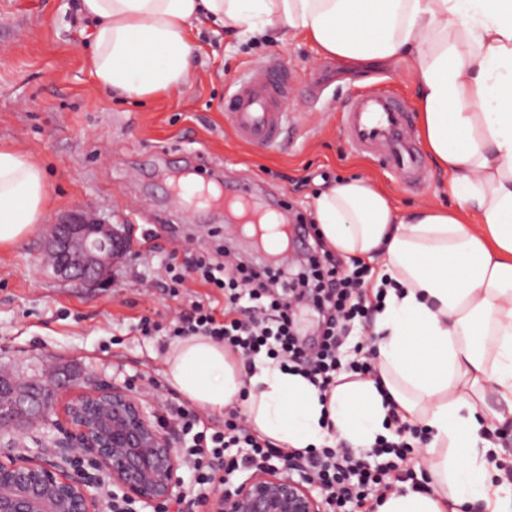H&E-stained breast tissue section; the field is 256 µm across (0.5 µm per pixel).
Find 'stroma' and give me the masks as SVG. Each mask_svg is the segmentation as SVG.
Listing matches in <instances>:
<instances>
[{"instance_id":"obj_1","label":"stroma","mask_w":512,"mask_h":512,"mask_svg":"<svg viewBox=\"0 0 512 512\" xmlns=\"http://www.w3.org/2000/svg\"><path fill=\"white\" fill-rule=\"evenodd\" d=\"M76 4L0 0V142L35 157L49 195L44 224L0 251V373L33 379L64 369L78 389L98 380L138 387L149 377L160 385L152 406L174 397L163 338L140 335L134 325L178 306L153 285L166 252L195 251L209 230L225 227L221 206L188 210L161 177L193 155L224 181L252 185L260 202L304 214L319 192L349 177L373 180L403 211L454 206L449 176L433 159L425 161L424 184L406 183L353 150L340 124L360 87L389 89L417 105L409 61L351 65L323 56L305 36L282 39L275 27L241 39L196 23L191 83L178 93L129 98L92 78V27ZM273 57L292 79L286 106L295 123L279 146L262 148L235 136L224 96ZM79 207L124 225L131 240L111 284L90 291L58 279L43 262L51 224Z\"/></svg>"}]
</instances>
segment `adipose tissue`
Segmentation results:
<instances>
[{"instance_id":"ef3b65f1","label":"adipose tissue","mask_w":512,"mask_h":512,"mask_svg":"<svg viewBox=\"0 0 512 512\" xmlns=\"http://www.w3.org/2000/svg\"><path fill=\"white\" fill-rule=\"evenodd\" d=\"M92 24L91 74L145 99L189 84L191 23L239 36L268 26L307 36L347 61L410 58L425 143L449 173L452 210L404 215L370 181L352 178L312 203L327 246L378 265L394 281L376 316L378 379L340 374L329 391L223 344L188 336L169 347L167 383L201 410L237 404L252 430L281 448L352 449L388 436L391 411L421 426L430 492L389 494L377 512H512L498 482L491 422L512 419V0H79ZM43 167L0 144V248L43 223ZM478 211L481 224L468 215ZM496 404H489V395Z\"/></svg>"}]
</instances>
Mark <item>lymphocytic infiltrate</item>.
<instances>
[{
	"label": "lymphocytic infiltrate",
	"instance_id": "f902f5d3",
	"mask_svg": "<svg viewBox=\"0 0 512 512\" xmlns=\"http://www.w3.org/2000/svg\"><path fill=\"white\" fill-rule=\"evenodd\" d=\"M312 240L306 269L282 261L253 266L226 264L223 245L199 251L188 260L171 250L158 269L156 283L174 298L187 300L169 324L142 316L136 329L144 336L165 333L178 338L208 336L238 354L246 368L266 355L281 368L307 376L320 390H328L337 375L352 372L376 375L372 357L343 362L342 347L356 327H369L380 311L385 288H374L373 266L359 258L343 259L328 249L317 224L300 223ZM198 279L204 293L188 290L189 279ZM309 304L324 320L322 341L306 352L294 334V310ZM162 421H174L192 444L183 463L201 493L215 482L230 483L238 471L259 468L288 456L301 464L318 483L329 512H375L378 502L397 488V474L406 466L413 448L403 440L406 429L398 415L390 421L399 440H380L369 454H358L337 443L321 448L283 449L260 439L246 426L240 410L226 409L223 428L198 430L199 415L183 405L165 401Z\"/></svg>",
	"mask_w": 512,
	"mask_h": 512
}]
</instances>
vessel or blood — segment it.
<instances>
[{
    "mask_svg": "<svg viewBox=\"0 0 512 512\" xmlns=\"http://www.w3.org/2000/svg\"><path fill=\"white\" fill-rule=\"evenodd\" d=\"M291 92L286 71L270 63L236 82L224 99L225 115L244 140L271 148L280 142L288 116L283 102ZM345 127L355 151L371 154L410 183L424 178V158L411 133V110L404 99L379 93L355 95L345 107Z\"/></svg>",
    "mask_w": 512,
    "mask_h": 512,
    "instance_id": "obj_1",
    "label": "vessel or blood"
}]
</instances>
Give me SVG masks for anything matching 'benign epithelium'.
<instances>
[{
    "label": "benign epithelium",
    "mask_w": 512,
    "mask_h": 512,
    "mask_svg": "<svg viewBox=\"0 0 512 512\" xmlns=\"http://www.w3.org/2000/svg\"><path fill=\"white\" fill-rule=\"evenodd\" d=\"M129 248L119 228L90 211L75 210L52 226L47 261L64 281L94 288L108 279L112 263ZM51 417L52 408L41 394L20 380L0 377V432L11 441ZM61 434L54 448L0 452V512H97L91 483L71 472L76 456L108 477L127 501L158 512L183 500L176 432L153 420L146 398L132 387L99 382L72 394ZM205 510L326 512V505L299 466L284 459L208 499Z\"/></svg>",
    "instance_id": "1"
}]
</instances>
